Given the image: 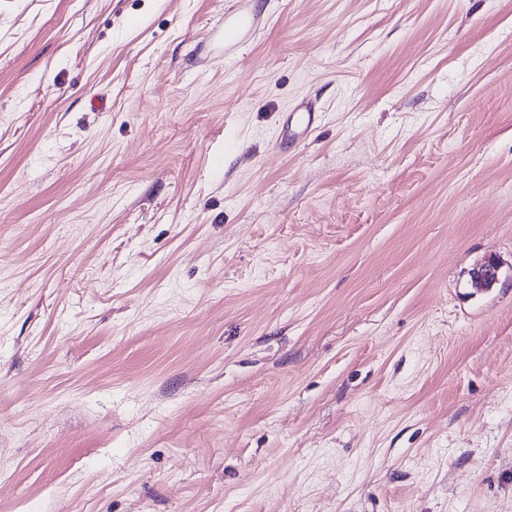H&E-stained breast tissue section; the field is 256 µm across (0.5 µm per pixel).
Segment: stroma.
<instances>
[{"instance_id": "1", "label": "stroma", "mask_w": 512, "mask_h": 512, "mask_svg": "<svg viewBox=\"0 0 512 512\" xmlns=\"http://www.w3.org/2000/svg\"><path fill=\"white\" fill-rule=\"evenodd\" d=\"M236 2L0 0V512H512V0ZM224 44L233 49L240 45L254 23V18L247 13H240L237 16L226 19L224 17ZM317 112L311 105H299L289 112L283 136L299 139L312 133L317 127ZM501 262L495 256L484 258L470 272L471 285L477 291H487L500 280Z\"/></svg>"}]
</instances>
